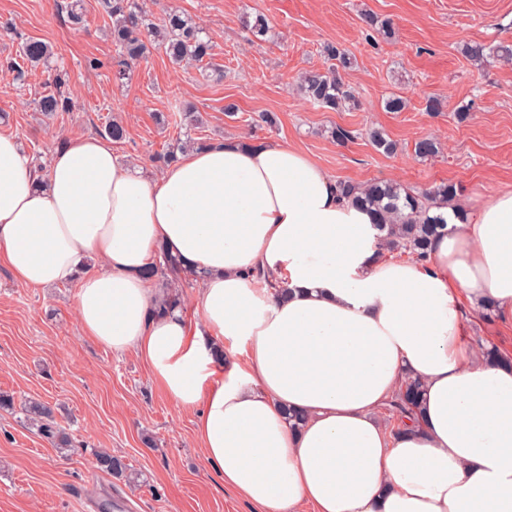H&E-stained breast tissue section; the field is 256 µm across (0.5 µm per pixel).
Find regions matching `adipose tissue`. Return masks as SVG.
I'll return each instance as SVG.
<instances>
[{
    "mask_svg": "<svg viewBox=\"0 0 512 512\" xmlns=\"http://www.w3.org/2000/svg\"><path fill=\"white\" fill-rule=\"evenodd\" d=\"M443 213L425 259H396L286 143L228 137L153 178L93 136L40 171L0 134V262L76 284L85 334L198 410L206 460L261 512H512V366L464 341L465 308L512 322V187ZM161 246L203 277L196 319L151 314ZM410 379L419 409L383 427Z\"/></svg>",
    "mask_w": 512,
    "mask_h": 512,
    "instance_id": "1",
    "label": "adipose tissue"
}]
</instances>
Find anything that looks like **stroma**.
I'll list each match as a JSON object with an SVG mask.
<instances>
[{"label":"stroma","instance_id":"stroma-1","mask_svg":"<svg viewBox=\"0 0 512 512\" xmlns=\"http://www.w3.org/2000/svg\"><path fill=\"white\" fill-rule=\"evenodd\" d=\"M64 2L0 0V21L13 26L0 30V56L29 37L54 51L26 83L0 72V133L17 137L41 165L68 137L100 136L114 119L127 130L117 153L152 177L164 170L158 155L177 143L242 136L289 142L339 180L415 189L452 183L465 200L512 184V60L478 67L459 51L465 42L512 45V0H143L152 21L177 11L200 26L212 60L181 68L156 44L120 82L112 74V20L101 0H83L86 20L77 27L61 11ZM367 13L390 22L393 36L368 27ZM260 15L271 32L254 41L247 27ZM327 42L355 59L341 77L358 108L327 112L299 91L302 73L323 68ZM56 67L68 71L76 106L47 117L36 101ZM394 95L405 99L403 111H385ZM431 96L441 100L440 112L427 111ZM230 103L237 108L232 116L224 111ZM463 106L468 118L460 122L454 114ZM187 110L199 124L178 123ZM265 113L275 125L260 122ZM337 126L352 131V140L336 143ZM372 128L396 143L395 153L371 145ZM423 138L439 142L436 157L415 156ZM75 295L71 283L22 287L0 265V392L18 404L49 402L79 445L61 457L19 414L1 409L0 512H104L115 498L127 512H259L206 463L194 440L195 413L161 392L147 363L83 334ZM466 317L471 344L512 355V325L490 309ZM95 448L124 457L143 485L98 470Z\"/></svg>","mask_w":512,"mask_h":512}]
</instances>
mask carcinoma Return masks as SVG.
I'll return each instance as SVG.
<instances>
[{
  "label": "carcinoma",
  "mask_w": 512,
  "mask_h": 512,
  "mask_svg": "<svg viewBox=\"0 0 512 512\" xmlns=\"http://www.w3.org/2000/svg\"><path fill=\"white\" fill-rule=\"evenodd\" d=\"M103 9L112 18V42L117 47V57L112 67L115 79L122 80L132 66L144 59L149 53L147 36L162 37V45L169 59L175 64L191 62L201 63L212 56L209 42L199 36V31L187 19L177 13L166 16L162 25H156L146 18L143 6L138 0H103ZM461 54L468 60L484 62L498 57L511 59L512 48L485 43H465ZM53 49L36 38L25 39L19 54L6 61V70L14 75L18 82L25 81L28 67H36L47 61ZM322 54L328 67L323 71H307L303 74L299 89L304 96L320 108L332 111L352 109L358 106V100L350 87L342 82L339 71L354 64V58L345 49L334 43H326ZM67 73L58 70L53 73L49 91L42 95L37 107L45 116L72 109L73 101L67 95ZM372 145L386 154L396 151V143L385 137L378 129L368 133ZM438 142L424 138L415 143L414 153L419 159H429L439 154ZM343 196L353 198L361 206L371 210L376 216L374 227L380 234L382 247L393 253H408L416 257H425L431 240L448 225L437 216H429L433 207L446 205L456 196L457 188L453 184L442 183L426 189H412L393 182H374L365 186L351 182H339ZM171 274L174 278L192 279L194 274L186 271L177 257L165 248H159V262L147 268L144 276L152 280L159 275ZM422 392L421 383L410 380L405 383L393 403V411L405 413L419 408ZM23 421L35 428L49 440L61 453L74 448L70 432L55 421L52 406L40 399L31 398L20 406ZM93 456L98 469L117 478H123L130 484L137 483L139 476L122 459L106 450L96 449Z\"/></svg>",
  "instance_id": "1"
}]
</instances>
